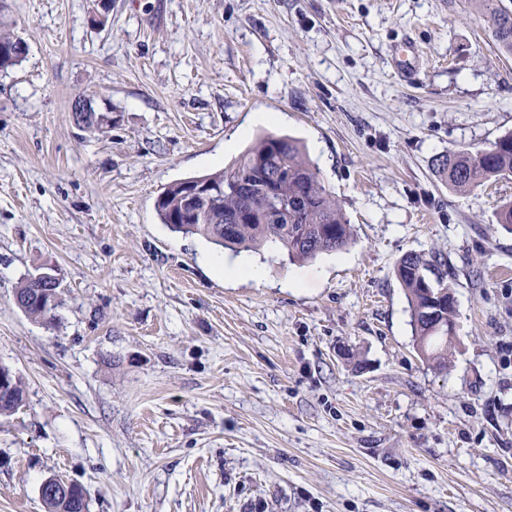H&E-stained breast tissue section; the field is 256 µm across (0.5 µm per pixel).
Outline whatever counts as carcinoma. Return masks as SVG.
<instances>
[{
  "mask_svg": "<svg viewBox=\"0 0 512 512\" xmlns=\"http://www.w3.org/2000/svg\"><path fill=\"white\" fill-rule=\"evenodd\" d=\"M490 15L498 49L512 55V11L499 0H477ZM18 35L0 29V70L20 63L25 55L17 52ZM85 112L75 113L76 121L86 129L104 131L112 123L107 112H98L92 102L83 99ZM288 167V177L271 187L263 174ZM436 173L455 192H467L492 179L512 176V133L500 136L492 149L450 151L435 159ZM221 188L206 203V220L184 221L183 185L176 181L163 189L155 200L161 223L186 236H201L217 247L257 248L266 242L278 244L291 263L304 262L323 253L345 249L354 240L351 225L338 199L322 183L317 169L307 158L299 141L287 135L268 134L243 153L225 170L201 176ZM251 207L258 213L288 211L281 221L257 218L224 230L216 217ZM441 263L433 254L409 253L396 264L395 276L405 292L410 310L414 342L422 357L439 369L448 368L456 330V307H439L436 321L425 318L422 309L429 300L441 302L439 286L445 284Z\"/></svg>",
  "mask_w": 512,
  "mask_h": 512,
  "instance_id": "carcinoma-1",
  "label": "carcinoma"
}]
</instances>
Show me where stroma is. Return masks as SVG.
<instances>
[{"mask_svg": "<svg viewBox=\"0 0 512 512\" xmlns=\"http://www.w3.org/2000/svg\"><path fill=\"white\" fill-rule=\"evenodd\" d=\"M0 70V512H512V177L448 189L451 149L512 132V56L472 0H6ZM419 56L412 77L397 65ZM110 108L75 125L76 98ZM274 114L269 123L256 113ZM298 139L354 228L290 263L172 232L154 202L265 133ZM437 253L447 369L394 268ZM250 264L227 278L214 262ZM53 269L52 323L15 303ZM6 8L5 0L0 1V15H1V29H0V53H1V62H0V70L8 69L9 67L15 66L20 63L27 55V52L24 54H20L17 52L18 47V35L8 29V25L6 23H2V11ZM2 25L4 29L2 30ZM82 103V106L85 111V107H87L88 112H75L76 121L79 125L86 129L98 130L101 132H105L104 129L109 128L108 126L112 123V118L109 117V112H97L93 107L91 100H87L84 98L83 100L79 99L76 101L75 105ZM40 495L45 502L48 512H64L70 511L68 506H62L59 501L50 497L63 499L64 502L74 501L78 512H84L85 499L78 493L69 481L60 478L50 477L45 479L40 486ZM50 496V497H46Z\"/></svg>", "mask_w": 512, "mask_h": 512, "instance_id": "1", "label": "stroma"}]
</instances>
